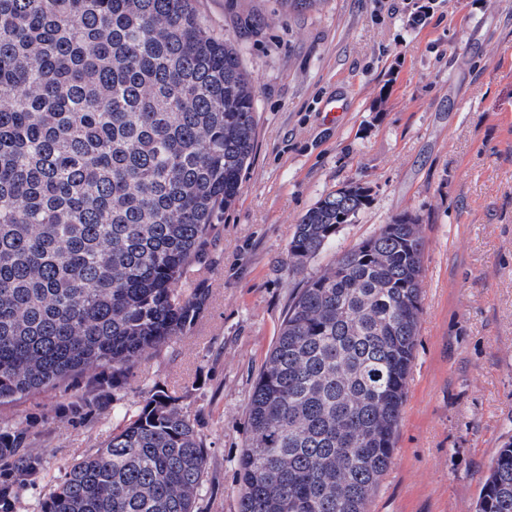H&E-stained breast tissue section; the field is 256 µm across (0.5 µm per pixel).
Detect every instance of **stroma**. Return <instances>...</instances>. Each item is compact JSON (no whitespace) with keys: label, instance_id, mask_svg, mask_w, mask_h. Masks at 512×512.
Returning <instances> with one entry per match:
<instances>
[{"label":"stroma","instance_id":"1","mask_svg":"<svg viewBox=\"0 0 512 512\" xmlns=\"http://www.w3.org/2000/svg\"><path fill=\"white\" fill-rule=\"evenodd\" d=\"M258 84L257 140L242 192L211 234L191 287L208 300L190 333L145 354L114 390L122 415L74 428L62 390L0 405L47 417L60 465L98 447L153 387L178 395L207 452L199 512H239L245 410L307 277L394 218L424 237L423 315L390 469L369 512H474L512 442V0H196ZM431 6L424 28L408 18ZM343 110L327 115L329 98ZM365 187L360 214L303 274L284 267L300 217L324 193Z\"/></svg>","mask_w":512,"mask_h":512}]
</instances>
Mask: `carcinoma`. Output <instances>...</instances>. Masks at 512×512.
Listing matches in <instances>:
<instances>
[{
  "label": "carcinoma",
  "mask_w": 512,
  "mask_h": 512,
  "mask_svg": "<svg viewBox=\"0 0 512 512\" xmlns=\"http://www.w3.org/2000/svg\"><path fill=\"white\" fill-rule=\"evenodd\" d=\"M323 0H279L283 12ZM258 89L194 0H0V400L93 373L62 417L122 411L112 389L186 336L207 294L188 274L240 193ZM348 183L301 217L288 273L365 206ZM424 238L394 220L306 280L246 407L240 512H367L393 462L422 315ZM47 418L0 422V512L50 456ZM207 453L160 387L59 467L38 512H197ZM475 512H512V443Z\"/></svg>",
  "instance_id": "carcinoma-1"
}]
</instances>
